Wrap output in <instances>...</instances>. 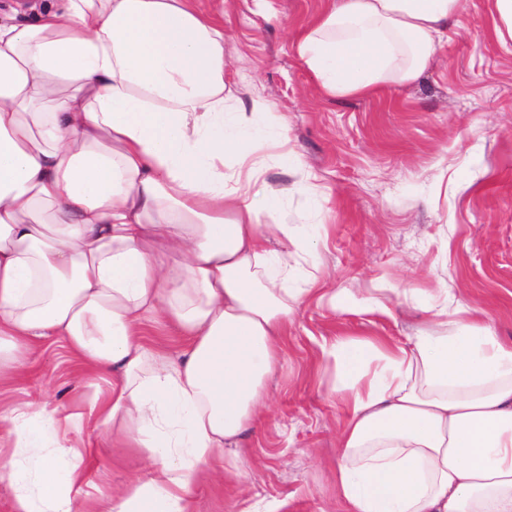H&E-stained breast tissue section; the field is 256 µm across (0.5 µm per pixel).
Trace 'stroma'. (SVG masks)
I'll use <instances>...</instances> for the list:
<instances>
[{
  "label": "stroma",
  "instance_id": "35a3bbf8",
  "mask_svg": "<svg viewBox=\"0 0 512 512\" xmlns=\"http://www.w3.org/2000/svg\"><path fill=\"white\" fill-rule=\"evenodd\" d=\"M325 0H196L224 21L226 78L268 138L286 118L290 154L268 151V179L289 191L275 221L298 225L317 248L318 285L331 292L386 289L385 315L354 316L306 297L288 334L282 366L265 389L262 420L241 443L247 487L237 496L204 482L195 512H343L336 497V438L346 412L330 395L323 345L337 336L398 341L424 322L432 289L448 306L512 338V47L494 33L489 0H466L461 27L414 84L368 97L334 99L298 59L293 40ZM17 379L0 384V407L36 400L61 413L92 396L58 338L35 340ZM95 445L85 460L88 497L102 482L147 479L149 453L113 455L111 430L84 423Z\"/></svg>",
  "mask_w": 512,
  "mask_h": 512
}]
</instances>
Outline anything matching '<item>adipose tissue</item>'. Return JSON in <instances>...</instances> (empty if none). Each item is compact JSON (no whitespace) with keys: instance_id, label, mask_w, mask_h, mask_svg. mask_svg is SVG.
Masks as SVG:
<instances>
[{"instance_id":"ef3b65f1","label":"adipose tissue","mask_w":512,"mask_h":512,"mask_svg":"<svg viewBox=\"0 0 512 512\" xmlns=\"http://www.w3.org/2000/svg\"><path fill=\"white\" fill-rule=\"evenodd\" d=\"M464 0H325L295 35L332 98L416 82ZM224 78V25L192 0H65L0 22V381L36 339L61 338L110 378L60 415L0 410L11 512H74L92 448L84 419L153 471L89 512H192L194 489L263 414L304 296L318 277L284 186L245 147L250 113ZM300 274L303 287L288 277ZM407 337H336L328 384L348 415L336 495L345 512H512V340L435 306ZM161 323L184 339L148 341Z\"/></svg>"}]
</instances>
